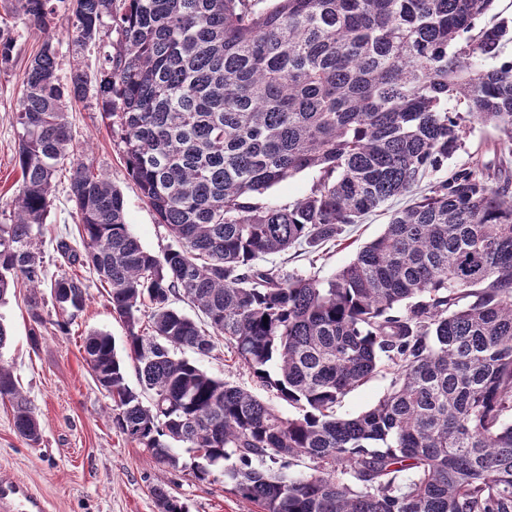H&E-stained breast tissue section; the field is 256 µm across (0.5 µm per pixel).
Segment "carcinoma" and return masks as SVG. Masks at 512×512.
Returning <instances> with one entry per match:
<instances>
[{
  "label": "carcinoma",
  "instance_id": "carcinoma-1",
  "mask_svg": "<svg viewBox=\"0 0 512 512\" xmlns=\"http://www.w3.org/2000/svg\"><path fill=\"white\" fill-rule=\"evenodd\" d=\"M58 3L72 55L106 26L117 33L95 77L97 105L178 243L145 250L122 193L70 160L81 238L58 251L96 274L129 329L125 359L103 332L83 339L119 433L173 469L175 448L187 449L197 479L220 473L258 512H512V61L491 64L512 28L475 29L494 0H11L9 9L47 31ZM15 47L0 26L1 68ZM89 87L78 66L61 74L58 43L45 37L16 113L21 178L13 223L0 225V301L41 282L34 240L69 160L68 104ZM475 122L498 131L496 159L429 182L333 277L259 264L336 242L442 170ZM302 172L314 174L307 195L261 202ZM51 295L61 327L86 304L83 283L66 274ZM182 300L213 334L175 306ZM215 335L292 415L175 356L211 352ZM382 369L387 393L339 416L341 399ZM0 398L17 434L38 444L40 424L2 363ZM301 464L306 472L289 474ZM153 493L161 512H188L168 490Z\"/></svg>",
  "mask_w": 512,
  "mask_h": 512
}]
</instances>
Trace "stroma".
I'll return each instance as SVG.
<instances>
[{"label": "stroma", "instance_id": "1", "mask_svg": "<svg viewBox=\"0 0 512 512\" xmlns=\"http://www.w3.org/2000/svg\"><path fill=\"white\" fill-rule=\"evenodd\" d=\"M7 0H0V18H7L17 38L15 63L0 72V225L13 218L11 200L18 186L16 163L18 132L16 112L23 93L27 59L40 39L39 29L24 18L7 16ZM68 120L74 140L71 158L104 173L124 197L126 219L145 250L161 254L175 247L166 227L143 201L129 174L119 137L103 123L94 98L69 107ZM67 171L56 176L52 203L36 241L42 258V279L37 289L19 285L0 304V324L8 340L0 347V363L9 367L31 403L42 428V439L27 445L17 434L8 401L0 400V474L26 483L43 501L46 512H159L155 487L167 488L187 503L189 512H251L223 478L200 481L193 474V459L181 453L180 466L171 469L157 463L143 448L125 439L112 425V400L98 384L83 356V339L92 331L109 334L117 351H125L128 327L113 313L106 290L93 271L70 268L56 250L59 240L79 242L78 217L69 197ZM388 222L386 209L369 214L362 223L349 226L343 237L313 254L288 251L264 258L300 275L331 278L348 264L364 244L379 236ZM76 271L86 288V305L67 329L57 325L50 285L64 273ZM38 301L44 323L34 327L31 301ZM39 338H32V330ZM213 376L251 391L280 414L291 415L288 404L267 391L245 367L236 363L223 340L206 355L187 348L176 351Z\"/></svg>", "mask_w": 512, "mask_h": 512}]
</instances>
